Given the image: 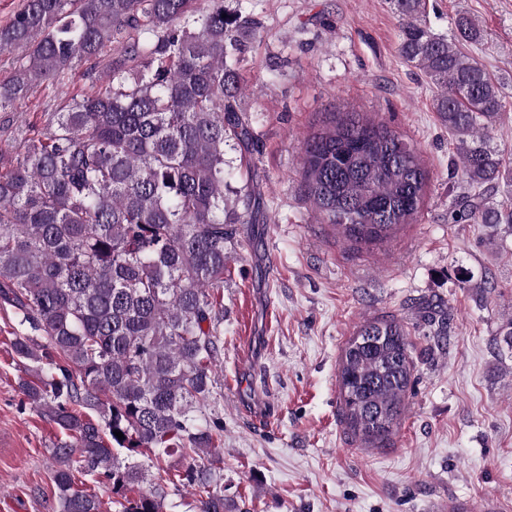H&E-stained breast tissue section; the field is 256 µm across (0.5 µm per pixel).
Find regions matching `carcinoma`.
<instances>
[{"label":"carcinoma","instance_id":"cac0c4a2","mask_svg":"<svg viewBox=\"0 0 512 512\" xmlns=\"http://www.w3.org/2000/svg\"><path fill=\"white\" fill-rule=\"evenodd\" d=\"M390 2L400 53L439 88L434 107L459 139L469 192L452 222L512 237V204L493 202L512 168L489 138L504 100L460 49L483 33L460 12L451 35L437 34L425 0ZM261 28L224 0H26L0 26V52H18L0 112L65 84L75 63L91 82L44 132L20 131L0 173V304L24 329L13 350L32 366L20 389L63 434L51 449L59 512H106L78 475L111 487L112 512H174L146 461L191 452L212 457L181 474L203 494L199 512L234 510L210 408L223 348L215 290L236 225L266 220L253 183L232 185L254 146L238 64ZM301 160L323 222L355 243L408 223L428 179L413 144L353 113L307 138ZM413 372L403 325L366 320L339 371L348 431L388 440Z\"/></svg>","mask_w":512,"mask_h":512}]
</instances>
